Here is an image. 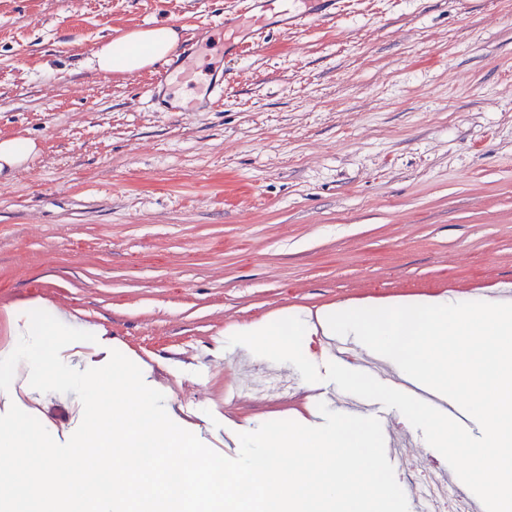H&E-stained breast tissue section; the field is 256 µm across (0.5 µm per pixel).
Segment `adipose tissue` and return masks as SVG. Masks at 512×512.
I'll return each mask as SVG.
<instances>
[{
	"instance_id": "ef3b65f1",
	"label": "adipose tissue",
	"mask_w": 512,
	"mask_h": 512,
	"mask_svg": "<svg viewBox=\"0 0 512 512\" xmlns=\"http://www.w3.org/2000/svg\"><path fill=\"white\" fill-rule=\"evenodd\" d=\"M178 40L177 31L165 24L133 29L96 51V67L109 74L136 73L172 54ZM0 317L11 331L0 344V396L8 411L7 419H0V459L23 455L31 437H38L46 452L30 479L35 500L49 502L48 512H185L191 500L205 497L206 485L198 478L179 499L156 500L146 493L147 483L161 481L171 466L178 442L174 434L156 436L157 457L148 476L131 474V450L148 432L156 400L140 389L133 359L113 353L104 330L36 301L6 307ZM118 364L127 370L119 386L108 378ZM53 392L71 393L91 421L90 439L72 445L64 468L47 452L54 442L53 424L30 430ZM272 442L275 452L295 456L298 465L277 469L269 454L261 467H245V475L262 486L265 512H390L401 499L399 490L380 478L368 452L369 437L353 433L345 420L325 432L276 431ZM82 485L91 487V494L70 503L72 488ZM32 501L13 497L0 473V512H28Z\"/></svg>"
}]
</instances>
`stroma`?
Masks as SVG:
<instances>
[{"label": "stroma", "instance_id": "35a3bbf8", "mask_svg": "<svg viewBox=\"0 0 512 512\" xmlns=\"http://www.w3.org/2000/svg\"><path fill=\"white\" fill-rule=\"evenodd\" d=\"M231 0H0V138L30 137L28 168L0 172V311L40 299L107 331L151 369L185 457L226 476L268 452L297 409L344 414L335 384L228 343L287 311L512 291V0H341L331 22L227 49ZM173 26L196 85L159 66L105 74L100 45ZM224 97L204 104L211 76ZM156 84L161 110L147 102ZM273 373L270 395L241 379ZM51 453L83 437L49 397ZM380 476L431 462L423 432L367 419ZM407 445L390 462L388 431Z\"/></svg>", "mask_w": 512, "mask_h": 512}]
</instances>
